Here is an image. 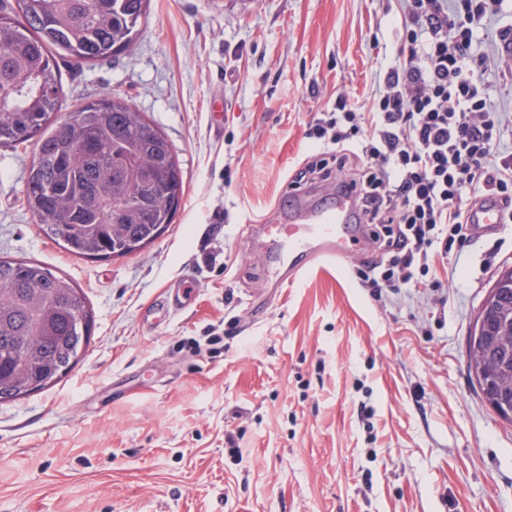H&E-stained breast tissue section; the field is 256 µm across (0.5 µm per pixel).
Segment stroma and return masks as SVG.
<instances>
[{
    "instance_id": "obj_1",
    "label": "stroma",
    "mask_w": 512,
    "mask_h": 512,
    "mask_svg": "<svg viewBox=\"0 0 512 512\" xmlns=\"http://www.w3.org/2000/svg\"><path fill=\"white\" fill-rule=\"evenodd\" d=\"M398 0H151L134 46L61 62L64 111L128 99L175 148L184 195L146 248L88 260L24 203L35 145L0 148V257L47 265L93 316L56 384L0 403V512H512V422L467 342L512 224L403 288L362 287L365 247L285 288L253 232L318 158L337 94L368 103ZM191 278L186 304L157 312ZM200 353H193V344Z\"/></svg>"
}]
</instances>
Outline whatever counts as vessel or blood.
Listing matches in <instances>:
<instances>
[{"label":"vessel or blood","mask_w":512,"mask_h":512,"mask_svg":"<svg viewBox=\"0 0 512 512\" xmlns=\"http://www.w3.org/2000/svg\"><path fill=\"white\" fill-rule=\"evenodd\" d=\"M353 199V191L346 187L328 207L313 209L302 205L292 214L273 217L276 237L272 248L279 267V284L295 282L320 263L339 264L350 257L352 245L363 239ZM465 219L474 233L482 235L497 229L502 212L493 199L482 198L469 206Z\"/></svg>","instance_id":"1"}]
</instances>
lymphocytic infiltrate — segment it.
Here are the masks:
<instances>
[{
	"label": "lymphocytic infiltrate",
	"instance_id": "obj_1",
	"mask_svg": "<svg viewBox=\"0 0 512 512\" xmlns=\"http://www.w3.org/2000/svg\"><path fill=\"white\" fill-rule=\"evenodd\" d=\"M396 65L378 76L368 111L336 97L308 136L330 156L292 178L335 167L356 189L359 223L375 225L388 256L371 288H398L427 276L436 259L469 239L470 203L494 197L512 221V154L501 145L512 127L490 96V79L512 82V28L496 38L506 55L474 50L475 34L504 0H400Z\"/></svg>",
	"mask_w": 512,
	"mask_h": 512
}]
</instances>
